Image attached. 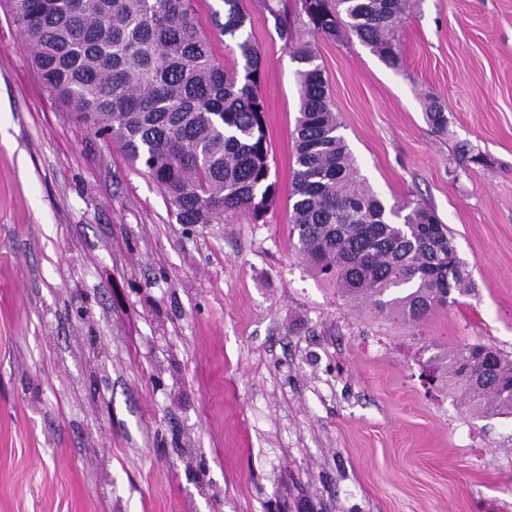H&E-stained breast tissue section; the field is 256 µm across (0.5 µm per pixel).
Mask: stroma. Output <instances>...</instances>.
Wrapping results in <instances>:
<instances>
[{"label":"stroma","instance_id":"35a3bbf8","mask_svg":"<svg viewBox=\"0 0 512 512\" xmlns=\"http://www.w3.org/2000/svg\"><path fill=\"white\" fill-rule=\"evenodd\" d=\"M240 6L277 200L208 226L47 91L0 9V512H512V416L444 375L470 344L512 356V0H416L394 67L311 41L362 177L471 273L416 324L301 262L298 64Z\"/></svg>","mask_w":512,"mask_h":512}]
</instances>
